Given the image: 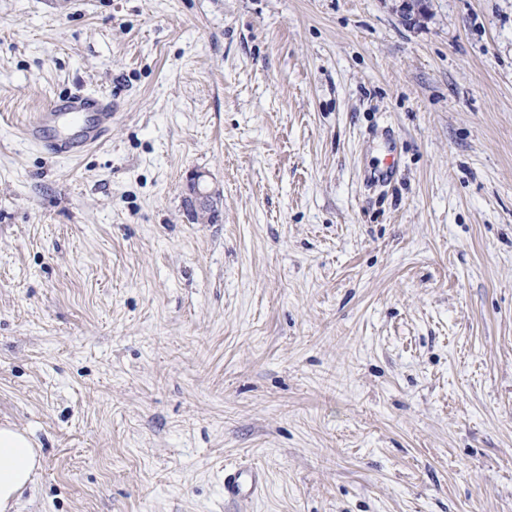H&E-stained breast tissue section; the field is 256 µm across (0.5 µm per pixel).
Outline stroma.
Returning <instances> with one entry per match:
<instances>
[{
  "label": "stroma",
  "mask_w": 512,
  "mask_h": 512,
  "mask_svg": "<svg viewBox=\"0 0 512 512\" xmlns=\"http://www.w3.org/2000/svg\"><path fill=\"white\" fill-rule=\"evenodd\" d=\"M402 2L0 0L13 512H512V0ZM77 87L105 144L21 138ZM185 210L193 223H212L217 218L216 201L219 190L210 188L206 175L202 172L192 173L186 185ZM212 220V222H211ZM31 441L11 426L0 427V511L13 507L17 495L32 479L37 467ZM264 486V476L251 468L225 469L224 502H237L257 495Z\"/></svg>",
  "instance_id": "35a3bbf8"
}]
</instances>
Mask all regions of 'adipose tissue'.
<instances>
[{"label": "adipose tissue", "instance_id": "1", "mask_svg": "<svg viewBox=\"0 0 512 512\" xmlns=\"http://www.w3.org/2000/svg\"><path fill=\"white\" fill-rule=\"evenodd\" d=\"M31 441L11 426L0 427V512H9L37 467Z\"/></svg>", "mask_w": 512, "mask_h": 512}]
</instances>
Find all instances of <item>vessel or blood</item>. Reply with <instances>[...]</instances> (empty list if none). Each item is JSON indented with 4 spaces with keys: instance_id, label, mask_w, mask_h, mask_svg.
<instances>
[{
    "instance_id": "b4317fda",
    "label": "vessel or blood",
    "mask_w": 512,
    "mask_h": 512,
    "mask_svg": "<svg viewBox=\"0 0 512 512\" xmlns=\"http://www.w3.org/2000/svg\"><path fill=\"white\" fill-rule=\"evenodd\" d=\"M116 118L109 95L79 89L52 99L22 130L23 139L53 157L72 158L106 141ZM261 472L234 468L224 472V500L236 502L257 495Z\"/></svg>"
}]
</instances>
